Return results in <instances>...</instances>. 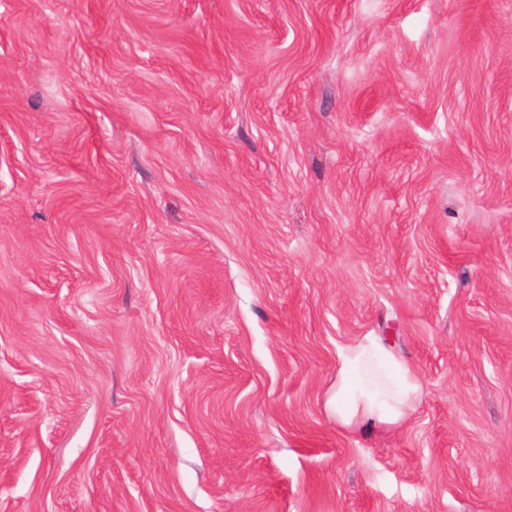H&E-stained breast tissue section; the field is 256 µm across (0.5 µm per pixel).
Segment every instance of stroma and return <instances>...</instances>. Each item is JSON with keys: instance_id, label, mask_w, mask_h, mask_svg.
Masks as SVG:
<instances>
[{"instance_id": "stroma-1", "label": "stroma", "mask_w": 512, "mask_h": 512, "mask_svg": "<svg viewBox=\"0 0 512 512\" xmlns=\"http://www.w3.org/2000/svg\"><path fill=\"white\" fill-rule=\"evenodd\" d=\"M0 512H512V0H0ZM421 383L409 364L365 337L340 355L327 407L344 429L396 425L413 409Z\"/></svg>"}]
</instances>
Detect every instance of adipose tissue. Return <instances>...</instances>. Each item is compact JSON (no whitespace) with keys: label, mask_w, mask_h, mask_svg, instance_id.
<instances>
[{"label":"adipose tissue","mask_w":512,"mask_h":512,"mask_svg":"<svg viewBox=\"0 0 512 512\" xmlns=\"http://www.w3.org/2000/svg\"><path fill=\"white\" fill-rule=\"evenodd\" d=\"M420 391L409 364L367 337L341 354L327 406L339 426L361 432L403 422Z\"/></svg>","instance_id":"adipose-tissue-1"}]
</instances>
